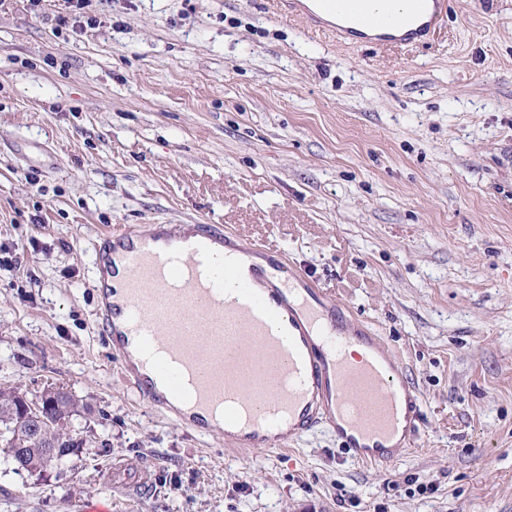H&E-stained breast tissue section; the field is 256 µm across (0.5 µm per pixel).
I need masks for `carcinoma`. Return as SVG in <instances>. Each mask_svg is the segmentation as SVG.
Masks as SVG:
<instances>
[{
    "label": "carcinoma",
    "instance_id": "obj_1",
    "mask_svg": "<svg viewBox=\"0 0 512 512\" xmlns=\"http://www.w3.org/2000/svg\"><path fill=\"white\" fill-rule=\"evenodd\" d=\"M25 413L21 389L0 388V447L5 449L3 462L16 473L45 469L44 458L36 452L42 443L28 431ZM77 413L78 403L72 394L53 388L42 394L41 409L36 417L47 427L46 437L66 457L83 446V441L76 438L71 429V420ZM12 448L19 452L10 453Z\"/></svg>",
    "mask_w": 512,
    "mask_h": 512
}]
</instances>
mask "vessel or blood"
I'll list each match as a JSON object with an SVG mask.
<instances>
[{
  "mask_svg": "<svg viewBox=\"0 0 512 512\" xmlns=\"http://www.w3.org/2000/svg\"><path fill=\"white\" fill-rule=\"evenodd\" d=\"M273 0L337 39L427 44L450 0ZM98 328L149 405L234 448L276 450L317 426L382 465L420 435L422 400L384 341L284 253L220 224L115 227L93 244ZM364 348L361 365L347 351Z\"/></svg>",
  "mask_w": 512,
  "mask_h": 512,
  "instance_id": "b4317fda",
  "label": "vessel or blood"
}]
</instances>
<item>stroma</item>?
<instances>
[{
  "instance_id": "1",
  "label": "stroma",
  "mask_w": 512,
  "mask_h": 512,
  "mask_svg": "<svg viewBox=\"0 0 512 512\" xmlns=\"http://www.w3.org/2000/svg\"><path fill=\"white\" fill-rule=\"evenodd\" d=\"M0 0V387L67 389L83 448L0 466V512H512V0L426 46L337 44L269 0ZM280 248L423 401L366 466L325 429L228 450L148 405L94 316L108 226Z\"/></svg>"
}]
</instances>
